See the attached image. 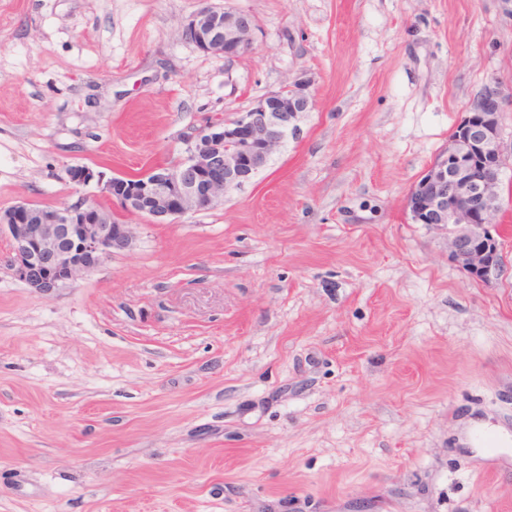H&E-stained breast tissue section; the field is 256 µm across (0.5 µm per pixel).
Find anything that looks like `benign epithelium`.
Wrapping results in <instances>:
<instances>
[{"label": "benign epithelium", "mask_w": 512, "mask_h": 512, "mask_svg": "<svg viewBox=\"0 0 512 512\" xmlns=\"http://www.w3.org/2000/svg\"><path fill=\"white\" fill-rule=\"evenodd\" d=\"M256 24L229 8L203 7L183 29L202 52L233 59L254 42ZM311 79L300 77L272 90L234 119L212 118L186 138V158L144 173L108 179L81 166L69 171L78 185L97 180L98 193L54 208L23 200L0 211V237L12 253L14 277L35 292L52 295L128 249L138 215L162 224L224 203L262 169L298 132L302 113L313 106ZM512 93L497 82L483 85L446 146L407 197L410 219L448 233V258L483 285L503 271L499 227L503 216L502 170L512 148L501 137V115Z\"/></svg>", "instance_id": "obj_1"}]
</instances>
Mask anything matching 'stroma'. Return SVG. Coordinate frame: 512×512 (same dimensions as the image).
<instances>
[{
	"label": "stroma",
	"mask_w": 512,
	"mask_h": 512,
	"mask_svg": "<svg viewBox=\"0 0 512 512\" xmlns=\"http://www.w3.org/2000/svg\"><path fill=\"white\" fill-rule=\"evenodd\" d=\"M251 49L201 52L204 6ZM310 77L300 134L222 205L51 296L0 238V512H512V167L492 286L412 223L512 0H0V210L96 192ZM255 30L249 14L203 7L191 17L182 34L203 53L233 59L252 45Z\"/></svg>",
	"instance_id": "obj_1"
}]
</instances>
